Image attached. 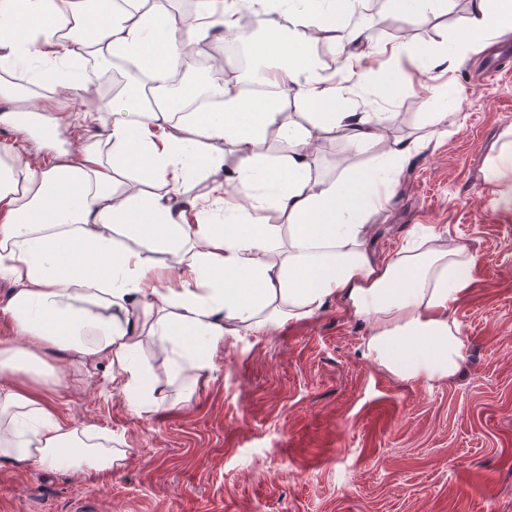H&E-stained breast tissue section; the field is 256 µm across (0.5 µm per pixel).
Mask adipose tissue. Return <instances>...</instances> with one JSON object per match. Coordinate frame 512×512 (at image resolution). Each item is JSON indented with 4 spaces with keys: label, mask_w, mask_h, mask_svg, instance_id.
<instances>
[{
    "label": "adipose tissue",
    "mask_w": 512,
    "mask_h": 512,
    "mask_svg": "<svg viewBox=\"0 0 512 512\" xmlns=\"http://www.w3.org/2000/svg\"><path fill=\"white\" fill-rule=\"evenodd\" d=\"M125 2L92 13L86 0H0V97L25 98L55 130L76 124L86 133L75 152L35 166L17 146L0 145V279L14 284L0 314L16 332L0 339V461L109 473L125 457L110 438L61 420L37 393L32 380L49 350L86 366L107 360L138 410L142 336L179 375L205 369L225 337L269 335L333 299L369 322L364 354L378 367L406 382L455 377L465 346L448 307L470 283L473 255L431 233L383 261L369 246V219L388 204L419 140L393 142L373 171L311 180L320 132L342 128L358 149L380 138L387 117L368 111L358 89L375 75L378 56L400 57L403 46L354 50L360 31L343 17L356 0H309L297 10L250 0L283 32L258 48L269 62L259 80L275 95L212 86L222 108L174 124L172 111L197 93L188 83L170 94L180 56L217 26L225 38L251 41L238 0H199L180 18L162 0ZM492 30L512 32V0H470L465 34L447 31L446 52L428 55L426 71L452 70ZM308 32L341 55L340 74L297 49L296 37ZM92 46L140 60L154 83L153 97L113 98L106 127L98 112L75 119L63 110L77 89L64 68ZM35 62L36 88L22 92L16 76ZM288 100L306 107L305 122L281 112ZM271 131L280 153L269 162L257 146ZM228 145L237 154L229 168ZM192 172L209 177L210 188L185 206L180 189ZM135 180L150 191H132ZM219 205L224 221L211 223ZM272 211L279 223H270Z\"/></svg>",
    "instance_id": "obj_1"
}]
</instances>
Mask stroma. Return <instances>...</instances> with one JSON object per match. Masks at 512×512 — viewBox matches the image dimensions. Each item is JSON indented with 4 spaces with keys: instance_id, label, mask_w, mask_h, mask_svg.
<instances>
[{
    "instance_id": "stroma-1",
    "label": "stroma",
    "mask_w": 512,
    "mask_h": 512,
    "mask_svg": "<svg viewBox=\"0 0 512 512\" xmlns=\"http://www.w3.org/2000/svg\"><path fill=\"white\" fill-rule=\"evenodd\" d=\"M468 9L392 15L396 34L365 23L369 50L394 41L412 53L441 52L444 33L465 32ZM409 58L379 141L355 149L322 136L312 176L326 183L351 168L383 163L391 142L452 111L448 134L425 143L395 176L387 207L374 215L372 250L383 259L427 231L467 245L475 258L467 292L451 307L465 344L453 379L402 382L363 354L370 324L328 301L270 335L228 336L207 369L181 391L163 354L145 341L138 359L154 393L135 412L107 361L93 367L45 353L61 383L41 387L68 422L127 449L113 474L0 464V512H512V179L490 175L512 132V34L489 32L454 74L437 73L448 98L416 96L424 75ZM113 63L86 57L89 91L67 110L111 113ZM28 103L0 100V143L23 146L30 163L51 138L77 146L73 131L25 130Z\"/></svg>"
}]
</instances>
